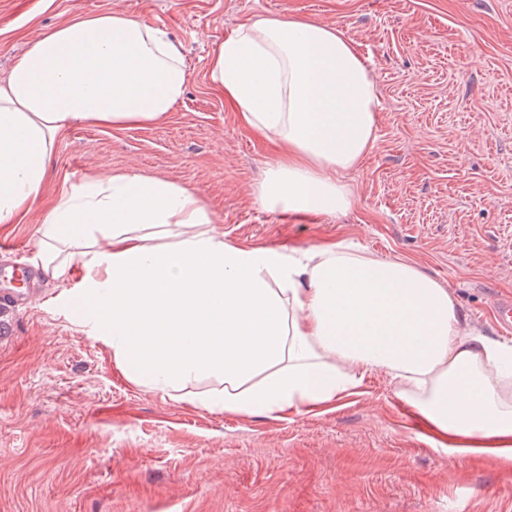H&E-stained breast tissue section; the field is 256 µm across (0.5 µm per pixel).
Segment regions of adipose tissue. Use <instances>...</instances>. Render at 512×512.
I'll return each mask as SVG.
<instances>
[{"label": "adipose tissue", "mask_w": 512, "mask_h": 512, "mask_svg": "<svg viewBox=\"0 0 512 512\" xmlns=\"http://www.w3.org/2000/svg\"><path fill=\"white\" fill-rule=\"evenodd\" d=\"M181 47L117 14L38 39L0 82V224L42 194L75 125L163 121L182 97ZM212 83L283 156L256 189L272 213L335 216L341 181L371 148L377 86L335 28L265 18L211 60ZM38 259L135 385L210 411L276 418L387 375L438 449L512 465V346L477 331L449 289L402 259L339 241L295 256L224 241L188 188L139 173L63 189L43 214Z\"/></svg>", "instance_id": "ef3b65f1"}]
</instances>
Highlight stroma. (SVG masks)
I'll return each mask as SVG.
<instances>
[{"instance_id": "obj_1", "label": "stroma", "mask_w": 512, "mask_h": 512, "mask_svg": "<svg viewBox=\"0 0 512 512\" xmlns=\"http://www.w3.org/2000/svg\"><path fill=\"white\" fill-rule=\"evenodd\" d=\"M110 11L167 32L185 57L182 99L158 125L75 126L43 196L0 242L38 263L42 214L62 185L107 172L181 184L227 243L310 252L345 240L402 258L501 336L512 296V0H0V80L41 33ZM266 17L349 38L381 109L375 140L342 174L336 217L266 211L255 188L281 149L212 88L226 37ZM77 280L40 275L30 307L0 316V512H512V466L434 449L387 377L273 418L211 412L139 387L78 324Z\"/></svg>"}]
</instances>
